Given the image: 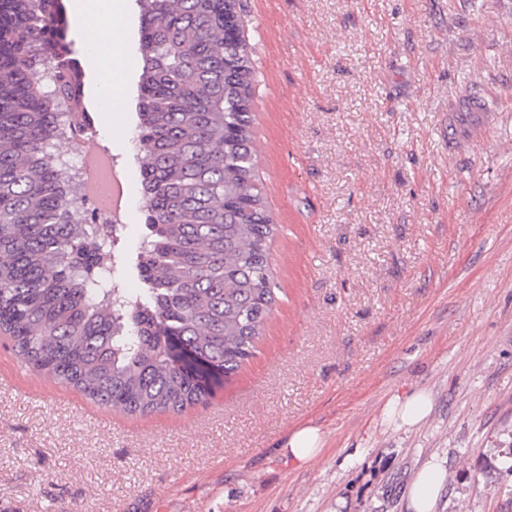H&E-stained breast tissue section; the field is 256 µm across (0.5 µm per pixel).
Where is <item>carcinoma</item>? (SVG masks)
Listing matches in <instances>:
<instances>
[{
	"label": "carcinoma",
	"instance_id": "carcinoma-1",
	"mask_svg": "<svg viewBox=\"0 0 512 512\" xmlns=\"http://www.w3.org/2000/svg\"><path fill=\"white\" fill-rule=\"evenodd\" d=\"M59 0H0V331L32 369L129 415L179 413L205 392L174 365L173 336L233 374L277 295L278 227L256 178L253 47L243 0H137L142 59L133 136L148 233L118 280L110 233L70 222L49 150L69 73L48 51Z\"/></svg>",
	"mask_w": 512,
	"mask_h": 512
}]
</instances>
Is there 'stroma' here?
<instances>
[{
    "label": "stroma",
    "instance_id": "obj_1",
    "mask_svg": "<svg viewBox=\"0 0 512 512\" xmlns=\"http://www.w3.org/2000/svg\"><path fill=\"white\" fill-rule=\"evenodd\" d=\"M278 302L252 356L181 413L135 417L18 369L0 337V512H512V0H247ZM140 71L96 113L144 231ZM481 95L493 114L449 151ZM423 391L422 423L384 409ZM306 424L321 451L281 453ZM443 482L442 465L433 460L427 462L409 488L406 508L410 512H435Z\"/></svg>",
    "mask_w": 512,
    "mask_h": 512
}]
</instances>
